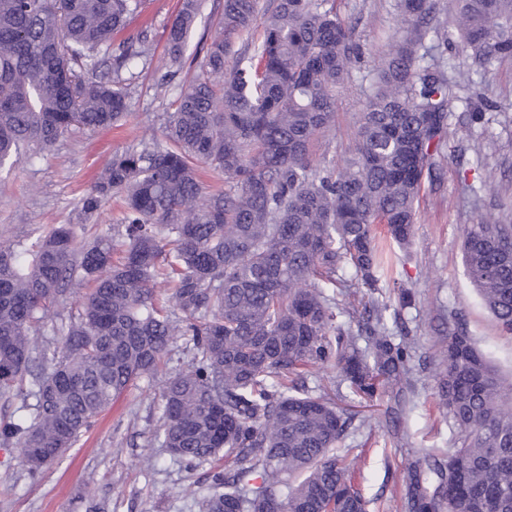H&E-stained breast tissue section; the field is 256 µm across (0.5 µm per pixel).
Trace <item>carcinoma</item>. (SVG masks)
I'll return each mask as SVG.
<instances>
[{
	"label": "carcinoma",
	"mask_w": 512,
	"mask_h": 512,
	"mask_svg": "<svg viewBox=\"0 0 512 512\" xmlns=\"http://www.w3.org/2000/svg\"><path fill=\"white\" fill-rule=\"evenodd\" d=\"M143 0H0V173L72 130L125 117L124 74L145 41L112 48ZM203 0H182L167 55L180 68ZM400 36L383 53L342 162L314 156L336 119V92L362 56L336 0H224L214 35L151 149L112 155L82 199L91 215L124 199L112 234L59 224L28 244L0 242V397H34L0 422L30 477L71 448L136 379L155 373L175 336L193 358L161 394L155 438L189 469L209 466L204 512H366L357 460L338 444L358 407L414 394L417 349L386 313L412 304L378 286L385 239L407 247L423 184H441L449 113L480 114L462 95L474 72L512 62V0H455L457 37L434 0H398ZM260 35H254L255 30ZM458 50L466 69L442 60ZM111 63V76H96ZM224 176L202 199L199 170ZM464 266L482 303L512 333V224L464 229ZM349 267L364 290L340 275ZM91 292L56 326L62 348L33 341L74 278ZM172 286L167 296L158 281ZM358 323L353 329L352 322ZM436 393L459 434L413 454L402 512H512V380L456 326L438 354ZM333 364L347 393L305 386Z\"/></svg>",
	"instance_id": "obj_1"
}]
</instances>
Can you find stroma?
<instances>
[{
	"mask_svg": "<svg viewBox=\"0 0 512 512\" xmlns=\"http://www.w3.org/2000/svg\"><path fill=\"white\" fill-rule=\"evenodd\" d=\"M337 4L343 17L356 22L366 47L363 62L337 96L336 132L329 148L341 160L353 144L363 93L394 38L398 15L397 0ZM222 7L223 0H205L184 67L174 74L166 38L179 0H145L142 12L114 36L120 43L143 35L148 47L146 65L130 84L123 126L73 131L60 138L48 156L1 174L0 240L26 242L57 224L85 225L91 238L116 224L122 213L119 198L90 216L82 212L81 199L114 152L162 138L167 117L202 60ZM475 81L494 110L476 120L458 107L449 124L470 125L483 153L474 155L449 138L443 183L422 191L413 243L396 251L381 277L383 286L399 284L413 291L412 306L387 325L395 333L411 330L419 350L412 361L417 382L411 409L400 419H390L383 412L390 398L382 396L371 427L344 441L345 447L364 450L353 478L369 501V512L399 504L395 473L412 450L450 448L458 438L435 392L438 349L449 327H466L499 372L512 376V335L503 332L485 308L463 262L466 225L484 216L512 224V65L476 74ZM192 356L186 337H176L155 374L115 397L64 459L46 466L39 478L28 476L15 442L0 441V476L11 478L10 484L0 483V512H203L202 499L208 493L205 468L187 469L154 437L162 389Z\"/></svg>",
	"mask_w": 512,
	"mask_h": 512,
	"instance_id": "35a3bbf8",
	"label": "stroma"
}]
</instances>
